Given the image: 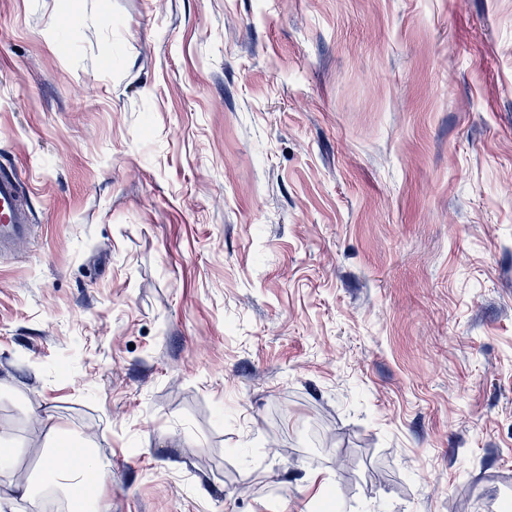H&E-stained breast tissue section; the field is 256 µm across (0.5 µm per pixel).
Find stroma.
I'll use <instances>...</instances> for the list:
<instances>
[{"instance_id": "1", "label": "stroma", "mask_w": 512, "mask_h": 512, "mask_svg": "<svg viewBox=\"0 0 512 512\" xmlns=\"http://www.w3.org/2000/svg\"><path fill=\"white\" fill-rule=\"evenodd\" d=\"M2 169L5 512L512 504V0H0ZM20 199L19 184L0 174V251L25 240L30 233V215L21 207ZM89 449L83 448L80 455L74 457L65 466L58 463V456L54 453L46 454L42 463V472L45 482L58 487L66 496L73 512H105L106 507L94 500L91 505L77 497L78 489L91 481L103 484L110 475V464L97 461L94 464L87 462Z\"/></svg>"}]
</instances>
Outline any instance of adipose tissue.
<instances>
[{
	"label": "adipose tissue",
	"instance_id": "adipose-tissue-1",
	"mask_svg": "<svg viewBox=\"0 0 512 512\" xmlns=\"http://www.w3.org/2000/svg\"><path fill=\"white\" fill-rule=\"evenodd\" d=\"M46 483L58 487L66 496L72 512H106L100 502L88 503L77 496L87 482L104 483L110 475V465L104 461L88 463L86 455H78L67 464H59L56 454H47L42 463Z\"/></svg>",
	"mask_w": 512,
	"mask_h": 512
}]
</instances>
